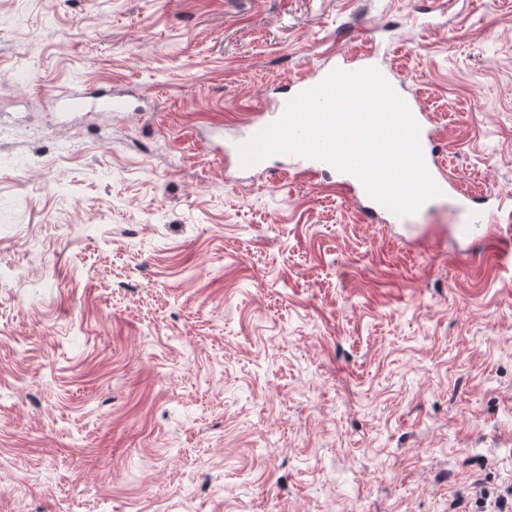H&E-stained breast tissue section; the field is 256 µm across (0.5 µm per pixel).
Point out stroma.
Returning <instances> with one entry per match:
<instances>
[{
	"mask_svg": "<svg viewBox=\"0 0 512 512\" xmlns=\"http://www.w3.org/2000/svg\"><path fill=\"white\" fill-rule=\"evenodd\" d=\"M380 42L495 223L205 150ZM73 83L148 104L54 114ZM0 128V512L512 500V0H0ZM334 69L336 64L329 67L318 66L314 74L309 78H302L293 81L289 84V87L282 93V96L275 101L277 106V112L270 116L269 113H258L255 116L249 114L246 120L245 132L233 141L224 142V135L219 130L212 133L210 137L211 151L215 156L224 157L226 164L234 165L238 170L254 173V174H265L267 170L266 160L257 163L249 167H243L241 164V158L239 153V145L248 141L256 133L261 131L263 128L277 120L283 113L287 101L298 93L309 89L321 81H323Z\"/></svg>",
	"mask_w": 512,
	"mask_h": 512,
	"instance_id": "35a3bbf8",
	"label": "stroma"
}]
</instances>
